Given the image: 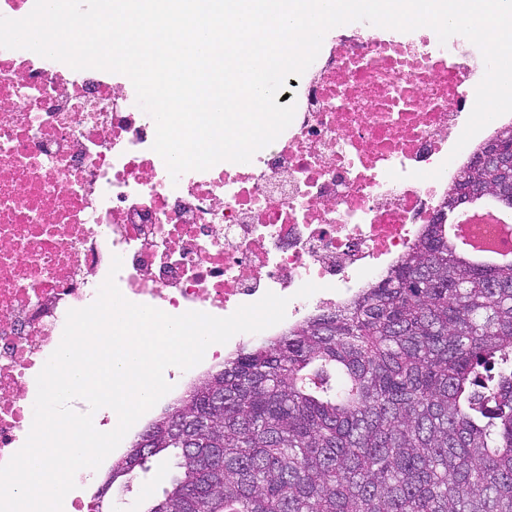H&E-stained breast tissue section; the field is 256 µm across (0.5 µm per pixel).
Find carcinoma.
<instances>
[{
  "instance_id": "cac0c4a2",
  "label": "carcinoma",
  "mask_w": 512,
  "mask_h": 512,
  "mask_svg": "<svg viewBox=\"0 0 512 512\" xmlns=\"http://www.w3.org/2000/svg\"><path fill=\"white\" fill-rule=\"evenodd\" d=\"M461 168L443 209L512 175ZM176 474L143 512H512V266H474L424 225L372 288L245 346L112 461L104 498L151 457Z\"/></svg>"
}]
</instances>
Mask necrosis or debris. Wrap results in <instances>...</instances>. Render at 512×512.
<instances>
[{"label": "necrosis or debris", "instance_id": "necrosis-or-debris-1", "mask_svg": "<svg viewBox=\"0 0 512 512\" xmlns=\"http://www.w3.org/2000/svg\"><path fill=\"white\" fill-rule=\"evenodd\" d=\"M476 86L457 39L337 27L290 86L276 141L175 181L128 77L0 48V464L27 439L68 311L95 300L113 256L123 296L170 315L288 298L271 336L372 287L492 136L453 150Z\"/></svg>", "mask_w": 512, "mask_h": 512}]
</instances>
